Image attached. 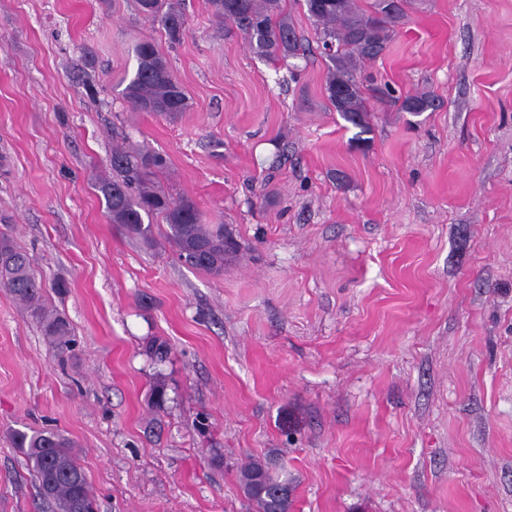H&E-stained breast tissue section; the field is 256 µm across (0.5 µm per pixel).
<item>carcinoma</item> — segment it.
Wrapping results in <instances>:
<instances>
[{"instance_id": "obj_1", "label": "carcinoma", "mask_w": 512, "mask_h": 512, "mask_svg": "<svg viewBox=\"0 0 512 512\" xmlns=\"http://www.w3.org/2000/svg\"><path fill=\"white\" fill-rule=\"evenodd\" d=\"M316 26L324 54L331 62L326 79L327 99L347 123L370 132L369 108L358 77L359 65L379 56L408 19L411 0H373L367 8L360 0H302ZM137 13L157 21L170 45L182 43L186 17L178 0H134ZM215 17L234 25L246 38L253 54L265 59H287L304 54L305 48L288 19L284 0H210ZM137 68L123 90L136 111L172 115L184 112L189 99L171 74L168 60L150 39L134 46ZM440 107L430 93L404 97L400 110L418 115ZM158 154L112 151V177L98 183L109 220L145 242L153 240V225L144 218L160 215L168 230L166 238L177 248L178 258L192 268L209 273L224 272V256L235 245L224 237V227L205 224L195 202L174 199L155 182L163 168ZM0 287L26 306L41 324L57 353L71 348L70 325L61 313L42 304L44 285L26 252L8 235H0ZM17 448L26 458L38 482V493L52 512H75L79 503L94 512L86 473L73 451L75 443L57 431L32 435L16 433ZM240 482L255 503L256 512H290L291 493L270 463L251 461L240 469Z\"/></svg>"}]
</instances>
